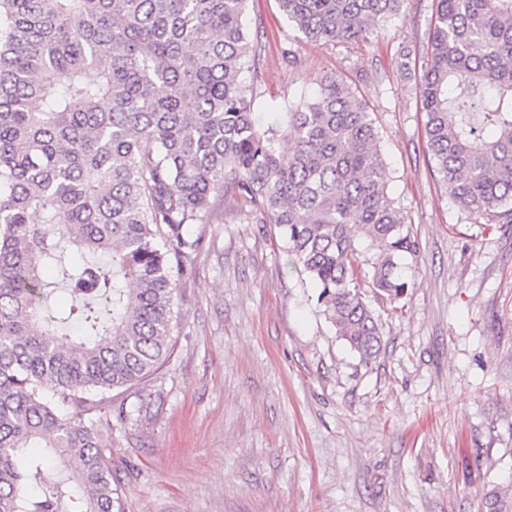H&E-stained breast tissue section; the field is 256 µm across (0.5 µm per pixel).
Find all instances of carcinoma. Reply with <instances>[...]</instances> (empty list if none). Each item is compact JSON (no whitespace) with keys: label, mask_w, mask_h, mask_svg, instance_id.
<instances>
[{"label":"carcinoma","mask_w":512,"mask_h":512,"mask_svg":"<svg viewBox=\"0 0 512 512\" xmlns=\"http://www.w3.org/2000/svg\"><path fill=\"white\" fill-rule=\"evenodd\" d=\"M247 2L0 0V512H122L81 413L169 357L199 248L186 228L224 222L228 200L279 230L362 362L383 349L362 282L404 299L420 243L371 112L338 76L289 112L254 111ZM278 3L305 37L346 43L403 0ZM420 87L448 196L512 224V0H437ZM482 508L512 512V493Z\"/></svg>","instance_id":"cac0c4a2"}]
</instances>
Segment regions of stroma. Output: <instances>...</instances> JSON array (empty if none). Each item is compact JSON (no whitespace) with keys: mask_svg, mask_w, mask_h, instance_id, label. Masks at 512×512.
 <instances>
[{"mask_svg":"<svg viewBox=\"0 0 512 512\" xmlns=\"http://www.w3.org/2000/svg\"><path fill=\"white\" fill-rule=\"evenodd\" d=\"M435 0H404L368 41L306 39L249 0L256 109L342 77L370 107L389 191L421 253L408 296L364 299L383 350L336 336L277 229L236 203L194 224L165 365L95 415L123 512H479L512 490V224L462 210L424 139L419 77Z\"/></svg>","mask_w":512,"mask_h":512,"instance_id":"stroma-1","label":"stroma"}]
</instances>
